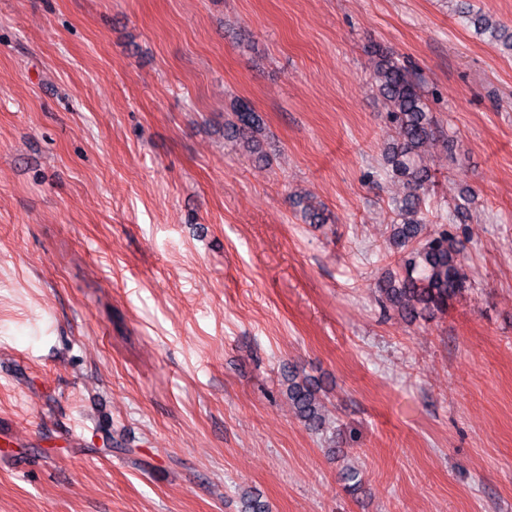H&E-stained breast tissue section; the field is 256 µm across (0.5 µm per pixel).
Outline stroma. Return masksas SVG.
Instances as JSON below:
<instances>
[{
	"label": "stroma",
	"mask_w": 512,
	"mask_h": 512,
	"mask_svg": "<svg viewBox=\"0 0 512 512\" xmlns=\"http://www.w3.org/2000/svg\"><path fill=\"white\" fill-rule=\"evenodd\" d=\"M378 47L437 124L424 222L468 248L413 324L375 292ZM2 433L0 512H512V55L449 0H0ZM232 111V119L224 124V139L243 144L250 152L258 149L257 138L264 130L261 115L244 100H238ZM283 381L287 384L283 395L293 407L296 419L308 430L324 431L327 422L320 384L307 376L301 377L294 367H288Z\"/></svg>",
	"instance_id": "35a3bbf8"
}]
</instances>
